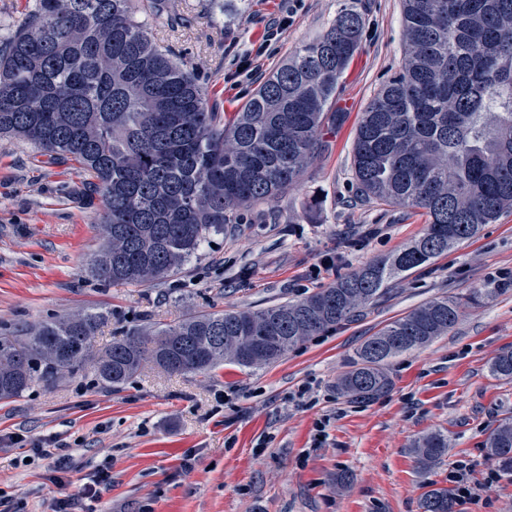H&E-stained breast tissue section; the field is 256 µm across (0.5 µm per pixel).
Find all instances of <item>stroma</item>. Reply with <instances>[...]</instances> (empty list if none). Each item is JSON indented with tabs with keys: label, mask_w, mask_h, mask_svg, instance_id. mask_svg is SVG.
I'll use <instances>...</instances> for the list:
<instances>
[{
	"label": "stroma",
	"mask_w": 512,
	"mask_h": 512,
	"mask_svg": "<svg viewBox=\"0 0 512 512\" xmlns=\"http://www.w3.org/2000/svg\"><path fill=\"white\" fill-rule=\"evenodd\" d=\"M170 0L141 11L155 39L192 69L215 111L230 119L268 74L319 36L343 0ZM362 42L340 80L336 118L297 184L226 225L181 273L153 287L104 285L86 271L103 242V208L75 161L51 160L22 139H0V336L91 309L111 312L95 348L190 312L257 310L308 296L402 249L426 226L421 213L379 204L357 189L352 144L362 113L404 54L401 0H363ZM287 28L265 41L269 18ZM446 336L392 360L391 389L369 401L343 396L337 379L357 348L393 320L444 296L467 297ZM512 347V211L472 239L397 280L352 320L257 370L224 363L171 376L145 366L122 389L92 371L0 401V497L15 512H52L49 475L66 455L71 492L102 466L112 486L77 512H421L422 494L448 484L453 463L481 484L495 470L484 443L512 418V380L489 367ZM312 383L316 400L291 402ZM328 443L311 451L314 425ZM448 438L428 471L412 447ZM266 450L255 455L257 443ZM193 468L184 471L185 455ZM456 512H512V477H500Z\"/></svg>",
	"instance_id": "obj_1"
}]
</instances>
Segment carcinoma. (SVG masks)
I'll return each mask as SVG.
<instances>
[{
  "instance_id": "1",
  "label": "carcinoma",
  "mask_w": 512,
  "mask_h": 512,
  "mask_svg": "<svg viewBox=\"0 0 512 512\" xmlns=\"http://www.w3.org/2000/svg\"><path fill=\"white\" fill-rule=\"evenodd\" d=\"M137 11L138 0H32L0 43V134L69 157L96 179L104 243L90 274L145 286L199 256L242 211L297 182L359 46L363 17L345 4L225 122ZM402 27L401 68L363 112L353 168L366 197L423 211L422 236L302 300L129 331L100 354L92 341L110 318L105 311L0 336V400L54 387L89 362L111 389L145 362L169 374L226 361L270 364L512 209V0H402ZM460 307L453 297L434 299L369 337L338 379L341 394L366 402L387 393L384 365L448 334ZM490 373L512 378V349L495 357ZM447 448L445 436H423L414 445L417 466L432 468ZM485 451L512 474L511 420L491 432ZM421 509L454 512L452 493L426 491Z\"/></svg>"
}]
</instances>
